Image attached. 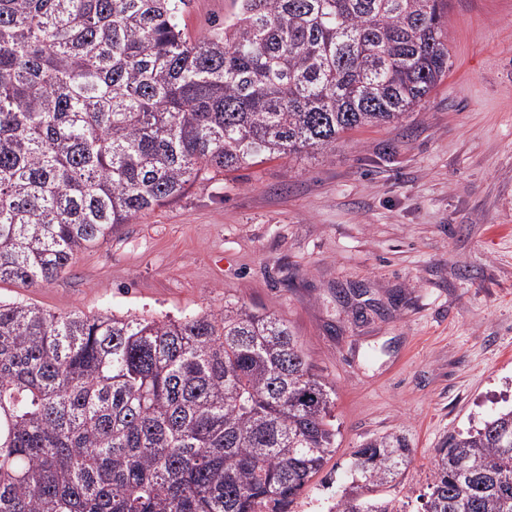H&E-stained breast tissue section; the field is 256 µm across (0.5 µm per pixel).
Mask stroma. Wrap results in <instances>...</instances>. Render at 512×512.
<instances>
[{"instance_id":"obj_1","label":"stroma","mask_w":512,"mask_h":512,"mask_svg":"<svg viewBox=\"0 0 512 512\" xmlns=\"http://www.w3.org/2000/svg\"><path fill=\"white\" fill-rule=\"evenodd\" d=\"M237 0H192V37ZM448 75L325 155L213 173L0 298L178 317L232 303L288 323L336 391V449L292 512H328L364 440L407 437L387 490L422 512L436 448L512 408V0H448Z\"/></svg>"}]
</instances>
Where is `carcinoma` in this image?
<instances>
[{
    "label": "carcinoma",
    "mask_w": 512,
    "mask_h": 512,
    "mask_svg": "<svg viewBox=\"0 0 512 512\" xmlns=\"http://www.w3.org/2000/svg\"><path fill=\"white\" fill-rule=\"evenodd\" d=\"M0 0V283L39 287L204 171L327 154L448 71L447 0ZM288 324L0 300V512H290L336 445ZM411 449L352 452L329 512H396ZM423 512H512V409L437 449ZM238 9L237 0H192L181 20V26L191 37L208 34L234 15Z\"/></svg>",
    "instance_id": "obj_1"
}]
</instances>
